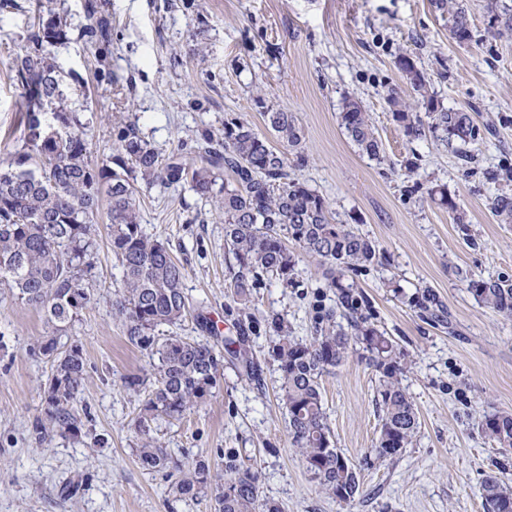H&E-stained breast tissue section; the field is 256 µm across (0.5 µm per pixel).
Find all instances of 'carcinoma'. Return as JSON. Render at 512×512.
<instances>
[{"label":"carcinoma","instance_id":"1","mask_svg":"<svg viewBox=\"0 0 512 512\" xmlns=\"http://www.w3.org/2000/svg\"><path fill=\"white\" fill-rule=\"evenodd\" d=\"M432 4L448 14L453 39L461 44L471 40L464 0ZM486 10L494 34L512 37V4L486 0ZM85 11L96 24L83 36L98 50L110 41L112 23L100 14L98 0H86ZM69 30L58 0H38L31 30L14 60L24 143L0 161V285L45 316L46 335L37 341V350L50 362V374L34 432L40 439L55 429L75 438L82 435L76 404L86 379L83 347L76 342L62 346L57 337L80 321L92 303L97 283L95 226L104 199L112 255L120 268L113 314L129 342L153 359L145 376L126 381L133 390L150 383L135 421L140 465L148 471L177 473L175 488L182 497L210 492L214 512H282L279 505L260 499L258 472L240 468L236 458L224 461V475H213L204 459L173 460L151 435L154 423L178 420L212 396L224 354L241 364L248 378H256L243 336L224 337L221 352L207 340L156 334L161 326L182 322L190 301L183 288L184 266L174 258L169 242L141 224L138 189L188 181L223 219L224 249L234 260L237 297L247 298L267 279L293 285L296 246L324 266L335 304L318 305L314 336L308 341L288 335L284 320L272 318L271 325L281 332L272 357L292 447L326 493L341 501L355 499L360 494L357 467L335 446L321 397L322 375L338 366L353 345L379 373L378 458L400 455L419 428L412 397L402 386L406 363L401 352L377 328L366 297L352 283L370 267L384 265L386 258L352 225L337 223L322 196L288 174V153L301 149L302 135L296 116L286 110L263 111L268 131L283 144L281 150L250 124L230 119L224 121L223 136L207 132L190 152L179 149L166 155L141 135L137 122L121 116L112 125L111 153L92 161L85 124L68 102L52 52L69 40ZM396 65L424 113L408 111L393 89L387 103L394 119L409 135L428 128L455 146L462 160H471L470 147L481 139L471 114L441 106L410 57L398 56ZM340 124L359 152L379 157L382 143L359 102L344 101ZM226 173L232 182L224 181ZM491 209L499 223L512 224V193L495 196ZM468 289L485 306L512 317V278L472 279ZM411 303L443 320L442 305L432 291H421ZM479 427L498 447L512 448L511 412L486 414ZM482 490L488 512H512V488L498 473L485 476Z\"/></svg>","mask_w":512,"mask_h":512}]
</instances>
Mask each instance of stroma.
<instances>
[{"label": "stroma", "instance_id": "obj_1", "mask_svg": "<svg viewBox=\"0 0 512 512\" xmlns=\"http://www.w3.org/2000/svg\"><path fill=\"white\" fill-rule=\"evenodd\" d=\"M112 21L98 55L82 32L84 0H64L70 40L55 50L64 89L88 126L93 159L112 149V119L126 114L162 152L192 144L204 131L220 135L237 118L263 129V107L293 112L303 135L294 174L321 195L337 222L375 241L387 263L357 284L377 326L403 353L402 383L419 417L412 444L390 460L376 458L378 374L350 354L322 376L323 404L337 448L356 465L362 494L346 503L323 493L291 447L279 373L271 356L277 334L266 323L281 314L291 335H313V305L331 298L323 269L299 255L295 284L266 281L249 306L229 284L233 258L224 226L189 184L142 189L148 233L168 240L183 263L192 306L204 307L220 335L252 320L246 346L259 381L241 377L237 362L205 403L153 434L173 459L224 452L258 470L263 499L283 512H486L485 474L512 484V450L478 428L483 415L512 412V318L482 305L468 290L477 278L512 277V224L490 209L512 193V39L493 37L484 0H467L472 39L458 44L448 18L431 0H100ZM30 13L0 9V160L22 144L19 90L11 62L23 45ZM413 58L443 107L470 112L482 139L474 163L431 134L407 135L386 101L389 89L411 98L395 65ZM361 103L382 141L379 158L362 155L345 135L344 100ZM445 189L458 213L432 201ZM98 283L93 303L66 336L84 349L87 375L77 411L86 430L105 436L90 448L71 436L38 440L33 424L50 371L33 347L45 332L42 313L0 288V512H211V498L180 497L172 478L143 470L134 421L145 392L127 377L144 374L145 352L130 344L112 316L120 271L106 222L98 224ZM430 287L445 309L431 321L411 304Z\"/></svg>", "mask_w": 512, "mask_h": 512}]
</instances>
